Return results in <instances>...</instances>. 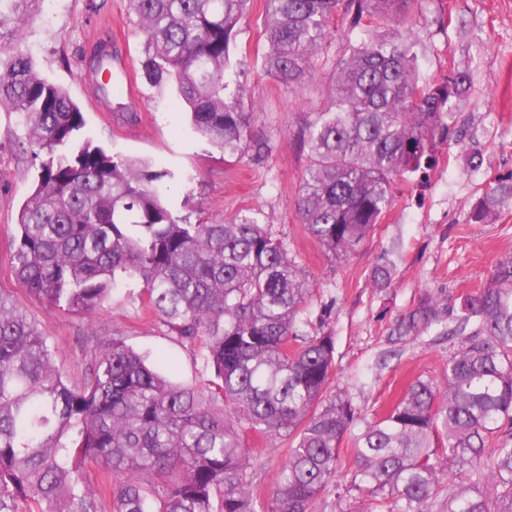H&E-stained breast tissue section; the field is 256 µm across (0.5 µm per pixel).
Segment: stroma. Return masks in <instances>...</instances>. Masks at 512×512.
Returning a JSON list of instances; mask_svg holds the SVG:
<instances>
[{
    "label": "stroma",
    "mask_w": 512,
    "mask_h": 512,
    "mask_svg": "<svg viewBox=\"0 0 512 512\" xmlns=\"http://www.w3.org/2000/svg\"><path fill=\"white\" fill-rule=\"evenodd\" d=\"M406 13L423 81H436L451 69L471 75L456 108L460 138L440 145L433 168L400 183L384 219L339 259L307 233L296 199L308 164L297 135L331 103L336 62L345 52L340 26L331 27L304 88L291 92L263 67L264 0H250L231 52L233 68L243 72L245 109L253 114L252 138L238 155L196 137L179 98L144 78L142 37L128 0H42L22 41L39 70L80 105L89 136L112 152L171 171L159 191L191 222L220 224L245 209L272 217L316 286L303 330L334 336V384L368 414L396 400L415 380H441L444 363L462 347L461 338L433 328L392 342L397 318L427 295L451 309L485 285L497 261L512 253V205L500 209L492 223L469 221L473 204L489 188L512 182V0H409ZM104 41L117 61L112 75L120 93L112 97L96 93L88 68L92 50ZM20 135L15 113L0 107V291L46 334L71 381L81 380L91 355L82 337L113 335L124 337L175 382L206 379L200 347L178 341L141 309L140 283L114 290L106 309L88 319L48 307L16 279L10 245L36 177L30 147L20 143ZM475 148L483 155L477 168L468 162ZM385 253L394 266L388 287L380 288L373 273ZM253 448L252 486L264 497L288 442L257 441Z\"/></svg>",
    "instance_id": "1"
}]
</instances>
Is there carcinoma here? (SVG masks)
<instances>
[{
	"label": "carcinoma",
	"instance_id": "cac0c4a2",
	"mask_svg": "<svg viewBox=\"0 0 512 512\" xmlns=\"http://www.w3.org/2000/svg\"><path fill=\"white\" fill-rule=\"evenodd\" d=\"M392 0H265L268 74L302 88L330 25L347 52L333 107L299 137L309 164L297 199L306 231L332 257L353 252L394 203L396 182L434 162L456 134L469 76L422 83L413 37L378 36ZM38 0H0V106L21 117L38 177L11 254L41 302L93 318L137 279L141 304L169 333L199 343L212 378L171 381L114 336L71 384L44 333L0 291V512H512V255L460 298L451 336L465 346L441 382L416 380L381 412L328 393L335 341L301 333L314 285L273 220L238 213L192 224L161 197L173 177L90 137L81 108L21 48ZM144 37L146 80L168 85L192 131L228 154L251 137L244 90L227 80L248 0H128ZM512 183L485 193L469 220L490 221ZM447 319L430 298L391 340ZM354 467L337 483L340 445L355 425ZM289 441L274 487L257 500L248 437ZM497 442L486 456L488 442ZM336 485V501L321 494ZM358 491L361 496L354 497Z\"/></svg>",
	"mask_w": 512,
	"mask_h": 512
}]
</instances>
